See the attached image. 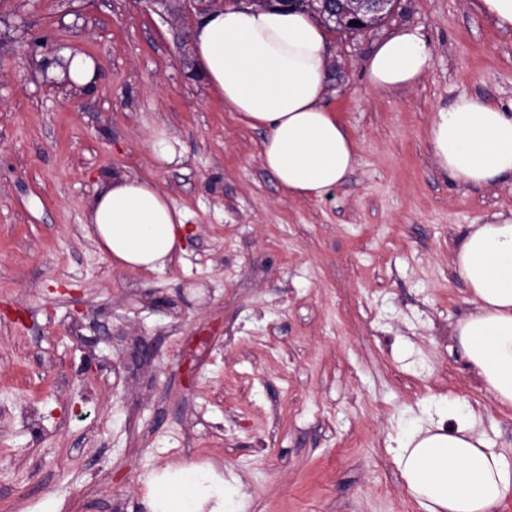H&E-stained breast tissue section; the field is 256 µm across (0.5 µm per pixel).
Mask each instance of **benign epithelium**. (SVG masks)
<instances>
[{
	"mask_svg": "<svg viewBox=\"0 0 512 512\" xmlns=\"http://www.w3.org/2000/svg\"><path fill=\"white\" fill-rule=\"evenodd\" d=\"M259 6L304 8L340 31H367L393 15L398 0H247Z\"/></svg>",
	"mask_w": 512,
	"mask_h": 512,
	"instance_id": "benign-epithelium-1",
	"label": "benign epithelium"
}]
</instances>
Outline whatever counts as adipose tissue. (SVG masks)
Segmentation results:
<instances>
[{"label":"adipose tissue","instance_id":"ef3b65f1","mask_svg":"<svg viewBox=\"0 0 512 512\" xmlns=\"http://www.w3.org/2000/svg\"><path fill=\"white\" fill-rule=\"evenodd\" d=\"M200 72L231 111L267 132L263 166L295 197L321 199L357 164L356 144L322 105L328 84V34L309 15L229 0L194 29ZM430 50L405 27L378 42L366 62L379 92L408 89L424 75ZM428 140L451 179L477 189L512 181V113L494 101L462 95L433 116ZM102 251L123 268L170 267L186 238V215L148 179L114 176L87 206ZM469 290L471 311L456 341L489 392L512 407V213L469 225L453 254ZM448 431L416 426L401 438L398 465L426 512H494L512 497V463L489 447L474 407L438 408ZM148 512H243L235 475L213 468L167 467L145 475Z\"/></svg>","mask_w":512,"mask_h":512}]
</instances>
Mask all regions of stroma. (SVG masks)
<instances>
[{
	"label": "stroma",
	"mask_w": 512,
	"mask_h": 512,
	"mask_svg": "<svg viewBox=\"0 0 512 512\" xmlns=\"http://www.w3.org/2000/svg\"><path fill=\"white\" fill-rule=\"evenodd\" d=\"M402 26L427 71L375 92L367 59ZM194 27L147 0H0V512H144V475L207 464L239 477L245 512H425L397 440L449 428L440 403L479 409L512 457V408L452 334L470 310L454 248L512 211V183L448 178L426 137L461 95L512 113V29L477 0H399L377 29L331 33L325 105L358 156L319 200L263 167L265 131L191 62ZM66 52L99 62L94 87L44 80ZM110 175L184 211L169 268L99 250L85 213ZM153 153L157 164L161 167L175 162L177 154L174 147L169 143L163 130H158L153 136Z\"/></svg>",
	"instance_id": "35a3bbf8"
}]
</instances>
